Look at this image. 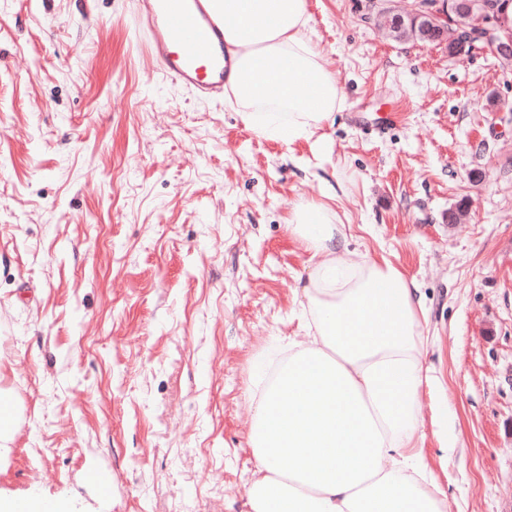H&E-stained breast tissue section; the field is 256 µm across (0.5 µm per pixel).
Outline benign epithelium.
<instances>
[{"label":"benign epithelium","instance_id":"obj_1","mask_svg":"<svg viewBox=\"0 0 512 512\" xmlns=\"http://www.w3.org/2000/svg\"><path fill=\"white\" fill-rule=\"evenodd\" d=\"M476 6L475 0H440V6L432 10L392 14L389 26L397 31L409 25L424 39L445 47L450 56L483 43L499 61L505 65L511 64L512 32L506 30L503 13L496 5H483L480 22L470 26V29L448 32V26L456 24L457 17L470 14Z\"/></svg>","mask_w":512,"mask_h":512}]
</instances>
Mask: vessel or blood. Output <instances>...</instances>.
<instances>
[{
	"label": "vessel or blood",
	"mask_w": 512,
	"mask_h": 512,
	"mask_svg": "<svg viewBox=\"0 0 512 512\" xmlns=\"http://www.w3.org/2000/svg\"><path fill=\"white\" fill-rule=\"evenodd\" d=\"M214 0H136V23L151 55L196 97L223 95L230 63L224 57V18ZM192 41L184 54L181 45Z\"/></svg>",
	"instance_id": "1"
}]
</instances>
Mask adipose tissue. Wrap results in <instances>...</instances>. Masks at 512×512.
<instances>
[{
  "label": "adipose tissue",
  "mask_w": 512,
  "mask_h": 512,
  "mask_svg": "<svg viewBox=\"0 0 512 512\" xmlns=\"http://www.w3.org/2000/svg\"><path fill=\"white\" fill-rule=\"evenodd\" d=\"M234 60L224 100L257 135L311 140L344 105L307 33L308 0H221ZM285 228L316 263L301 288L306 339L274 381L257 369L248 443L255 460L248 512H442L427 476L418 397L426 311L414 281L386 256L347 247L320 200L291 203Z\"/></svg>",
  "instance_id": "1"
}]
</instances>
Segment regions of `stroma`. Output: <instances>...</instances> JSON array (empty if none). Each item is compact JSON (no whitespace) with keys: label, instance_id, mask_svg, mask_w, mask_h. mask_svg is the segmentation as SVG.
<instances>
[{"label":"stroma","instance_id":"35a3bbf8","mask_svg":"<svg viewBox=\"0 0 512 512\" xmlns=\"http://www.w3.org/2000/svg\"><path fill=\"white\" fill-rule=\"evenodd\" d=\"M132 2L0 0V505L246 512L251 367L311 266L284 219L330 189L428 312L443 512H512V68L309 0L345 102L288 145L166 78Z\"/></svg>","mask_w":512,"mask_h":512}]
</instances>
